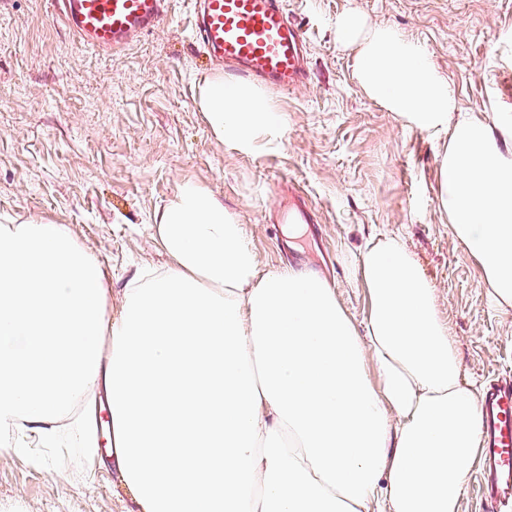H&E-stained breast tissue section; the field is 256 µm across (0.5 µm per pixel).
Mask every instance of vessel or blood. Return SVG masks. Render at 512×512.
I'll list each match as a JSON object with an SVG mask.
<instances>
[{
  "mask_svg": "<svg viewBox=\"0 0 512 512\" xmlns=\"http://www.w3.org/2000/svg\"><path fill=\"white\" fill-rule=\"evenodd\" d=\"M79 41L115 52L158 27L170 0H56ZM198 35L207 52L234 74L287 91L308 80L304 33L283 0H196ZM279 211L287 223L312 224L314 208L299 195ZM484 463L479 471L484 512L512 504V377L497 378L482 400Z\"/></svg>",
  "mask_w": 512,
  "mask_h": 512,
  "instance_id": "vessel-or-blood-1",
  "label": "vessel or blood"
}]
</instances>
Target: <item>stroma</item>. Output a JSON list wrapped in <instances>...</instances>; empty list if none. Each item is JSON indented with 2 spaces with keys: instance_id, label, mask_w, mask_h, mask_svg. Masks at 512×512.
<instances>
[{
  "instance_id": "obj_1",
  "label": "stroma",
  "mask_w": 512,
  "mask_h": 512,
  "mask_svg": "<svg viewBox=\"0 0 512 512\" xmlns=\"http://www.w3.org/2000/svg\"><path fill=\"white\" fill-rule=\"evenodd\" d=\"M305 32V86L264 88L285 125L253 146L215 136L197 106L205 80L223 75L194 32L192 0L126 48L84 46L51 0H0V224L66 225L107 272L112 304L144 268L168 262L154 217L184 182L196 183L241 224L261 267L327 277L356 327V285L372 238H399L433 284L466 378L486 386L512 374V308L490 307L475 260L455 238L440 200L447 132L408 124L357 78L359 43L339 39L390 27L427 51L458 109L495 125L512 113V0H286ZM319 222L296 236L269 211L291 191ZM103 452L85 459L60 432L53 447L22 431L0 446V512H130Z\"/></svg>"
}]
</instances>
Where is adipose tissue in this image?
<instances>
[{
	"label": "adipose tissue",
	"mask_w": 512,
	"mask_h": 512,
	"mask_svg": "<svg viewBox=\"0 0 512 512\" xmlns=\"http://www.w3.org/2000/svg\"><path fill=\"white\" fill-rule=\"evenodd\" d=\"M361 42L366 90L447 130L441 202L491 302L511 308L512 156L457 112L421 46L388 27ZM198 106L241 146L282 120L250 84L207 81ZM154 228L170 263L142 270L116 312L65 225H0V430L52 438L101 389L135 512H457L482 448L480 389L398 238L361 253V335L325 279L261 271L201 186L184 183Z\"/></svg>",
	"instance_id": "1"
}]
</instances>
